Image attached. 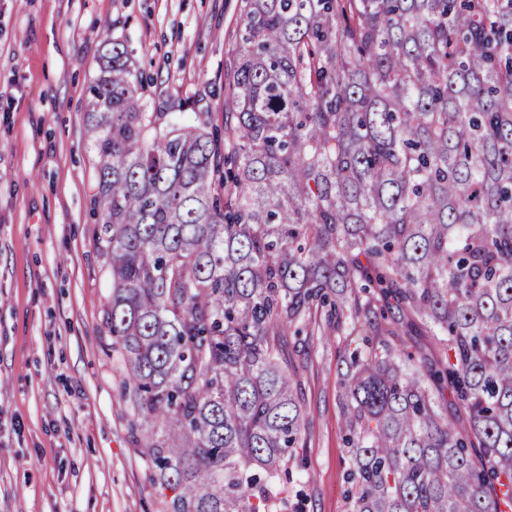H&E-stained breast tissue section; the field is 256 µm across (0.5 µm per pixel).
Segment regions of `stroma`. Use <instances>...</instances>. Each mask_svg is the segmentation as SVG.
<instances>
[{
    "label": "stroma",
    "mask_w": 512,
    "mask_h": 512,
    "mask_svg": "<svg viewBox=\"0 0 512 512\" xmlns=\"http://www.w3.org/2000/svg\"><path fill=\"white\" fill-rule=\"evenodd\" d=\"M240 0H0V512H164L112 352L85 89L121 40L151 112L223 129ZM303 512H348L336 334L288 336Z\"/></svg>",
    "instance_id": "35a3bbf8"
}]
</instances>
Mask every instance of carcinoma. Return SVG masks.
<instances>
[{"instance_id":"obj_1","label":"carcinoma","mask_w":512,"mask_h":512,"mask_svg":"<svg viewBox=\"0 0 512 512\" xmlns=\"http://www.w3.org/2000/svg\"><path fill=\"white\" fill-rule=\"evenodd\" d=\"M107 44L106 322L167 512H298L283 336L329 330L373 337L339 381L350 512H512V0H241L223 152Z\"/></svg>"}]
</instances>
